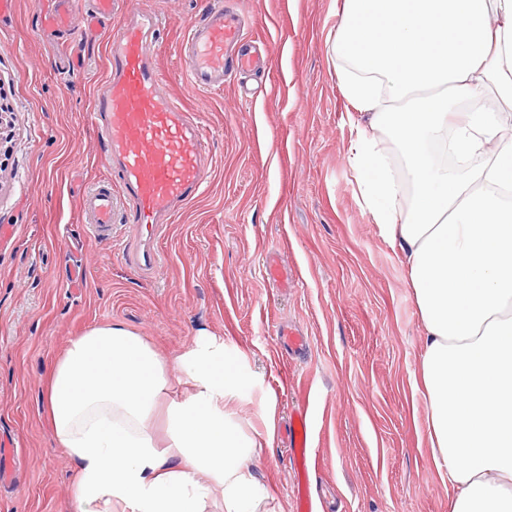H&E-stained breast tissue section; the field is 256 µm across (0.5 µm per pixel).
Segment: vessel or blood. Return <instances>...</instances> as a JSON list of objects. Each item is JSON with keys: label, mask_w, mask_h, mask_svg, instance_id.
Masks as SVG:
<instances>
[{"label": "vessel or blood", "mask_w": 512, "mask_h": 512, "mask_svg": "<svg viewBox=\"0 0 512 512\" xmlns=\"http://www.w3.org/2000/svg\"><path fill=\"white\" fill-rule=\"evenodd\" d=\"M51 4L47 27L54 32L70 28L73 0H51ZM165 25L162 16L141 12L107 33L110 72L93 99L92 115L106 147L102 162L111 171L112 182L87 190L81 201L85 222L100 239L111 238L115 214L125 209L133 234L123 260L139 271L162 267L161 229L199 193L207 177L201 128L164 93L165 77L149 52L150 40ZM232 50L237 53L238 68H249L257 61L244 43L239 16L219 2L189 26L181 43L189 87L196 91L223 87L227 54ZM288 439L297 466L298 508L311 512L312 453L305 412H296Z\"/></svg>", "instance_id": "vessel-or-blood-1"}]
</instances>
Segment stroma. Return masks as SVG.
I'll list each match as a JSON object with an SVG mask.
<instances>
[{"mask_svg":"<svg viewBox=\"0 0 512 512\" xmlns=\"http://www.w3.org/2000/svg\"><path fill=\"white\" fill-rule=\"evenodd\" d=\"M214 0H112L106 27L135 11L166 18L151 52L167 92L204 132L207 181L158 246L152 275L125 266L121 240L94 238L80 201L111 183L91 116L109 70L106 35H88L78 0L69 32L46 34L40 0L0 16V88L12 105L11 157L0 169V512H74L72 464L44 420L53 358L87 328L120 322L164 358L199 331L246 377L229 412L247 435L276 404L272 447L256 463L271 512H297L288 452L306 411L316 512H448L417 382L424 329L398 244L361 203L346 154L345 99L330 53L336 0H223L263 42V71L197 95L179 45ZM288 271L269 281L267 256ZM307 339L289 355L278 333Z\"/></svg>","mask_w":512,"mask_h":512,"instance_id":"obj_1","label":"stroma"}]
</instances>
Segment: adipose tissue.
<instances>
[{
    "label": "adipose tissue",
    "mask_w": 512,
    "mask_h": 512,
    "mask_svg": "<svg viewBox=\"0 0 512 512\" xmlns=\"http://www.w3.org/2000/svg\"><path fill=\"white\" fill-rule=\"evenodd\" d=\"M333 51L359 114L347 160L403 254L425 331L428 435L451 512H512V0H342ZM485 88L506 111L475 108L449 127ZM386 138L407 162L406 206ZM434 145L467 166L436 164ZM179 373L191 391L169 404L161 448L151 420ZM243 385L204 333L172 360L121 323L73 337L50 366L44 414L76 468L75 512H210L215 492L224 512H266L254 450L272 446L275 409H261V440L246 437L225 410Z\"/></svg>",
    "instance_id": "adipose-tissue-1"
}]
</instances>
